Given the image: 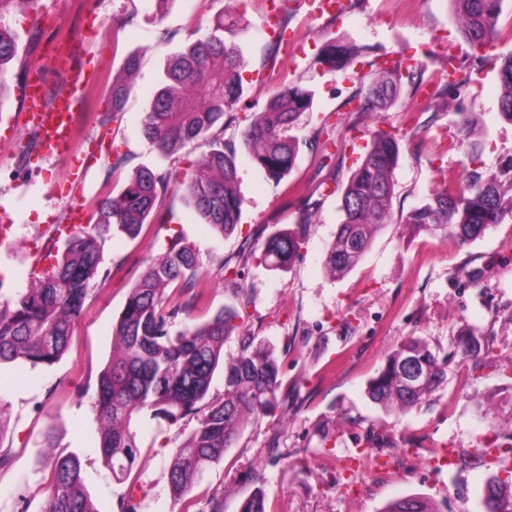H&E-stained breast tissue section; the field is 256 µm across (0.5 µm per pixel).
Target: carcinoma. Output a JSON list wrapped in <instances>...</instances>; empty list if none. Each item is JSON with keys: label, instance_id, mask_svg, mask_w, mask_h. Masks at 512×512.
Listing matches in <instances>:
<instances>
[{"label": "carcinoma", "instance_id": "cac0c4a2", "mask_svg": "<svg viewBox=\"0 0 512 512\" xmlns=\"http://www.w3.org/2000/svg\"><path fill=\"white\" fill-rule=\"evenodd\" d=\"M504 0H451L463 39L473 48L492 44ZM239 20L230 15L217 19L212 32L191 42L167 63L162 86L153 95L143 119V133L151 147L164 157L180 153L201 139L209 150L199 156L191 173L183 175L176 190L194 208L204 224L221 236L240 224L244 200L238 191L237 149L246 151L267 179L279 184L294 168L300 143L291 134L296 121L313 107L314 93L290 84L273 94L258 112L247 117L239 143L224 141V114L233 111L244 94L243 63L228 38L236 36ZM356 44L328 43L316 63L329 71L343 69L360 54ZM17 54L15 38L0 28V82L5 66ZM421 86L416 71L396 64L381 67L357 94L360 112H384L399 98L402 78ZM501 95L495 121L512 123V52L498 68ZM131 89L125 81L112 82V111L121 110ZM462 135L470 140V158L478 155L482 141L476 130L487 132L484 114L460 113ZM401 154L400 140L379 129L360 157L356 169L341 188V222L324 259L334 277L346 276L368 250L375 236L393 223L394 174ZM172 184L167 172H136L118 195L100 203L93 224L67 234L55 263L11 300L0 301V364L23 362L31 367H51L69 347L94 281L103 275L102 250L112 229L127 234L147 223ZM512 218V194L495 175L475 172L460 185L445 179L398 223L414 233L441 234L467 244L482 237L505 217ZM303 237L280 228L265 240L260 263L285 270L300 254ZM202 268L196 246L179 240L151 261L130 289L125 305L112 326V358L99 373L94 404L100 424L99 458L116 480L125 482L135 463L138 444L132 423L142 417L171 425L189 418L195 427L182 439L171 460L168 480L179 512H189L185 500L196 480L224 458L245 427L273 413L279 406L281 380L274 347L239 333V314L222 308L207 321L190 322L175 329L179 315H190L200 296L175 300L170 288H190ZM231 339L234 354L224 353ZM457 349L472 358V370L488 366L481 356L482 338L464 332ZM423 377H410L409 364ZM448 358H439L420 339L410 337L394 349L367 387L369 399L386 411L406 412L429 396L443 381ZM224 376L223 396L210 395L216 375ZM507 445L494 441L471 460L456 457L462 467L491 466L489 450L506 447L512 452V432ZM47 483L41 512H97L86 489L82 463L75 454H48ZM488 512H512V480L489 478ZM239 512H267L265 496L257 489L241 503Z\"/></svg>", "mask_w": 512, "mask_h": 512}]
</instances>
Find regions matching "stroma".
<instances>
[{
  "mask_svg": "<svg viewBox=\"0 0 512 512\" xmlns=\"http://www.w3.org/2000/svg\"><path fill=\"white\" fill-rule=\"evenodd\" d=\"M52 25L66 27L78 58L91 64L94 103L83 117L67 156L43 157L31 128L0 123V211L10 218L13 244L0 247V299L15 296L32 278L31 264L49 267L63 244L58 227L79 204L95 217L99 203L117 195L124 180L147 166L158 171L186 168L206 150L204 142L172 159L148 147L142 120L170 57L187 40L208 35L226 12L242 13L235 43L241 54L244 96L224 116V138L238 141L248 113L260 110L283 84L314 93L313 109L295 129L300 152L291 174L269 182L245 152L237 154L241 225L215 236L185 205L167 194L137 236L120 233L103 250L106 279L97 280L75 324L61 360L49 368L0 365V413L7 425L0 452V512H39L44 497L42 435L52 414L61 419L52 451L80 456L87 490L97 512H118V497L132 492L138 512H173L168 484L171 457L181 425L140 420L139 450L131 477L118 483L96 451L99 438L93 392L112 356V325L130 288L147 263L172 238L194 243L206 274L199 281L203 302L192 317L202 320L234 308L246 328L281 356L287 408L248 425L223 460L207 470L189 495L194 512H239L254 490H263L267 512H381L409 496L432 500L438 512H486L491 475L512 474V457L489 471L434 465L442 449L475 456L486 439L512 426V372L474 374L455 348L460 331L488 341L497 364H512V220L479 239L459 245L448 238L412 233L389 224L345 277L329 276L323 259L340 222V195L326 190L345 183L376 128L399 134L394 215L407 214L439 182L440 172L465 178L502 172L512 163V124L496 123L477 160H469L457 125V104L442 106L436 93L447 75L466 79L464 93L485 112H496L499 96L493 61L472 52L461 36L450 0H352L341 18L318 17L309 4L293 13L287 40L275 44L267 25L271 0H52ZM32 8L13 0L0 25L17 41L19 53L0 83V112L20 116L22 86L42 70L50 95L63 92L46 41L52 25L31 22ZM363 47L344 69L316 64L331 41ZM139 65L122 111L112 109V80L129 56ZM411 59L423 84L403 83L390 109L360 114L352 99L375 76L385 58ZM314 217L301 253L283 271L251 258L275 229L295 227L305 204ZM448 356L446 378L411 410L387 412L366 396L368 380L386 355L408 337ZM387 443L366 444L369 432Z\"/></svg>",
  "mask_w": 512,
  "mask_h": 512,
  "instance_id": "stroma-1",
  "label": "stroma"
}]
</instances>
